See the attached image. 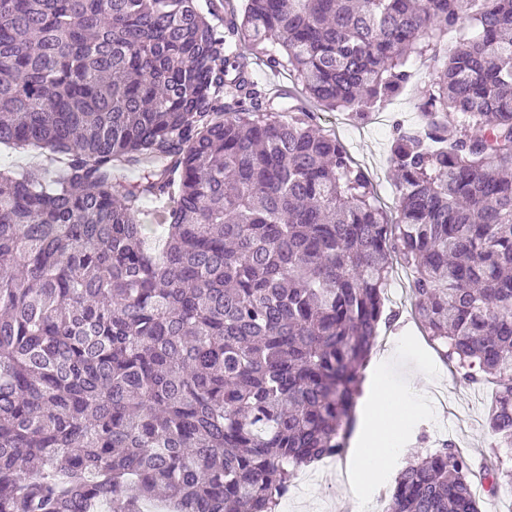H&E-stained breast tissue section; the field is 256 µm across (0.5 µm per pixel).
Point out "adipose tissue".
<instances>
[{"instance_id":"adipose-tissue-1","label":"adipose tissue","mask_w":512,"mask_h":512,"mask_svg":"<svg viewBox=\"0 0 512 512\" xmlns=\"http://www.w3.org/2000/svg\"><path fill=\"white\" fill-rule=\"evenodd\" d=\"M425 393L408 400L381 381L368 385V400L361 416L360 437L363 447L358 462L350 473L352 483L370 485L374 477L388 466L395 450L392 440L398 439L409 419L426 410Z\"/></svg>"}]
</instances>
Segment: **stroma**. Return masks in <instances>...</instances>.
I'll return each mask as SVG.
<instances>
[{
	"instance_id": "1",
	"label": "stroma",
	"mask_w": 512,
	"mask_h": 512,
	"mask_svg": "<svg viewBox=\"0 0 512 512\" xmlns=\"http://www.w3.org/2000/svg\"><path fill=\"white\" fill-rule=\"evenodd\" d=\"M430 71V65H417L412 83L381 105L376 117L359 119L347 112L324 108L315 112L317 126L336 134L369 177L383 210L390 216L398 204L395 175L388 161L392 124L397 120L408 124L419 120L418 104ZM390 287L386 306L396 312L397 318L389 327L380 329L366 369L377 372L395 388L410 389L414 386L411 372L436 358L437 353L422 336L413 317L412 273L401 262L393 264ZM429 391L428 411L412 422L404 438L405 456L396 458L388 474L374 481L367 492L369 502L388 495L410 457L433 451L444 440L462 448L472 459L475 470L486 465L512 468V451L500 445L486 424V414L497 391L495 380L469 384L453 365L445 363ZM352 461L348 454L339 467H308L306 475L295 482L287 512H324V503L339 506L351 498L350 481L344 478L342 468Z\"/></svg>"
}]
</instances>
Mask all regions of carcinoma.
Listing matches in <instances>:
<instances>
[{"label":"carcinoma","instance_id":"carcinoma-1","mask_svg":"<svg viewBox=\"0 0 512 512\" xmlns=\"http://www.w3.org/2000/svg\"><path fill=\"white\" fill-rule=\"evenodd\" d=\"M428 56L390 220L307 103ZM1 146L47 164L0 167V512H278L346 453L395 259L512 446V0H0ZM472 473L446 443L386 512H480Z\"/></svg>","mask_w":512,"mask_h":512}]
</instances>
